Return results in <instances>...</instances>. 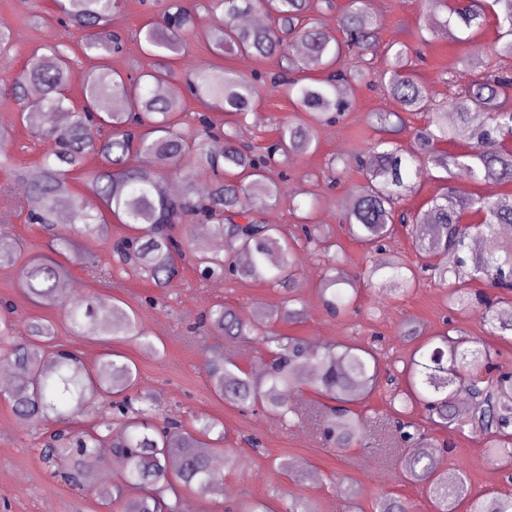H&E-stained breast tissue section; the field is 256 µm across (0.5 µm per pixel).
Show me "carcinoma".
I'll return each instance as SVG.
<instances>
[{"instance_id": "obj_1", "label": "carcinoma", "mask_w": 512, "mask_h": 512, "mask_svg": "<svg viewBox=\"0 0 512 512\" xmlns=\"http://www.w3.org/2000/svg\"><path fill=\"white\" fill-rule=\"evenodd\" d=\"M223 14L200 21L189 0H167L162 17L139 31L144 53L156 59L150 71L135 74L112 69L110 59L125 48V35L110 26L124 0H55L74 39L58 40L36 49L8 90L25 119L41 111L49 127L42 133L52 142L32 168H14L3 154L0 167L9 179L0 183V198L10 199V179L24 181L29 204L16 202L26 221L36 225L56 257H42L22 269L25 294L59 304L67 311L72 335L88 326L100 336L134 337L152 345L125 303L97 295L71 297L63 288L70 274L65 261L74 254L75 237L111 239L109 214L128 228L112 243L120 264L146 275L157 288L172 287L179 263L189 261L206 279L227 275L258 282L282 293L281 302L260 306L243 318L228 305L210 307L205 322L215 335L233 341L250 339L264 347L267 359L256 375L224 354L206 363L211 391L225 403L260 407L291 427L318 417L319 434L339 449L368 446L367 420L355 406L375 390L379 361L371 348L356 343L314 347L299 336L277 330L280 322L301 316L295 296L300 270L299 251L315 248L326 257L319 297L333 316L347 313L357 301V279L342 267V248L330 226L314 224L311 213L301 217L299 233L283 236L276 224H259L254 214L288 199L293 210L302 203L290 196L285 170L294 157L317 148L316 128L339 121L350 109L341 87L367 74V52L375 27L365 0H348L340 10L336 36L311 17L312 0H216ZM425 22L417 32L421 43L440 33L458 41L484 25L487 12L497 19L494 55L512 58V0H422ZM446 12L441 17L440 12ZM248 13L265 15L269 24L244 27L237 19ZM202 35L212 55L279 59V69L259 80L213 63L194 59L188 79L172 81L167 60L180 55L186 37ZM392 59L372 83L391 95L399 111L373 113L369 123L378 138L367 156L351 161L362 172L352 206L344 217L349 238L378 252L387 251L396 225L405 227L423 262L409 263L394 253L363 272L362 280L382 298L404 295L424 277L448 289V308L477 310L488 336L512 335V191L496 196L463 195L439 188L416 213L397 211L396 204L413 193L430 167L440 168L446 182L459 173L472 183L512 184V75L479 58L467 59L481 74L467 81L448 70L443 83L446 100H436L427 85L408 72L412 47L394 42ZM80 50L91 65L82 101L69 96L72 55ZM353 56L355 70L340 66ZM323 77L314 78L312 74ZM281 93L300 113L276 126V139L265 146L236 142L233 127L217 113L245 118L257 93L255 81ZM200 110L180 112L184 93ZM424 114L427 123L405 142V115ZM95 126V140L84 137ZM219 140L224 150L210 143ZM465 144L470 150L450 155L443 146ZM143 157L157 174L126 166L131 155ZM181 175L183 188L169 190L163 172ZM212 177L205 194L195 192V178ZM82 180L86 197L73 190ZM206 224L224 238V249H208L193 238L186 221ZM22 259L17 239L0 235V267ZM53 325L41 319L0 312L3 364L21 372V382L0 393L27 426L53 416L66 424L44 437L38 455L51 475L78 489L92 488L110 512H181L179 488L202 497L224 495V479L214 457L241 467L234 448H225L221 421L201 414L186 429L173 421L154 424L153 400L135 390L136 365L119 354H105L90 367L79 352L52 344ZM495 352L482 338L470 337L453 323L418 345L400 371L403 381L390 398L394 417L385 439L401 477L423 484L432 512H512L511 491L474 493L463 475L440 470V446L420 424L409 419L418 406L424 421L450 432H469L485 441L488 459L512 463V371L495 363ZM308 388L326 398L325 410L297 408L290 392ZM472 399L468 410L456 405L459 389ZM108 401V411L92 430L70 423L92 402ZM109 448L124 463L114 481L104 474L100 449ZM175 501L170 503L168 495Z\"/></svg>"}]
</instances>
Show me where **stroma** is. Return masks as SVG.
<instances>
[{"label": "stroma", "mask_w": 512, "mask_h": 512, "mask_svg": "<svg viewBox=\"0 0 512 512\" xmlns=\"http://www.w3.org/2000/svg\"><path fill=\"white\" fill-rule=\"evenodd\" d=\"M162 6L146 9L139 0H127L114 14L112 28L127 37L122 55L112 58L113 68L127 71L135 65L150 68L152 57L140 47L138 31ZM368 11L376 22V50L370 55L373 68H383L394 40L416 45V33L423 22L420 0H368ZM0 25L9 26L15 47L10 59L0 60V86L12 83L23 71L31 52L64 36L57 21L53 0H0ZM496 40L494 20H487L474 38L456 41L439 35L431 45L413 55L411 69L436 94L446 87L441 81L448 68L461 59L490 54ZM351 110L334 125L321 126L316 135V151L299 155L289 169L288 187L298 201L314 202L315 223L327 224L343 247V266L350 275H358L380 255L366 251L345 233L343 217L351 196L362 176L358 168L331 174V158L345 159L365 150L376 132L368 123L373 112H391L395 104L386 92L356 80L347 88ZM295 106L284 95L261 88L253 100L246 121L236 123L238 140L243 144L264 145L274 136L276 120H285ZM11 128L8 150L16 164L37 162L50 146L49 141L32 138L29 123L20 121L12 99L0 93V125ZM12 205L0 200V233L23 239L30 253L50 254L46 237L36 227L26 224L16 204L28 201V193L12 191ZM319 256L303 253L296 295L304 305L298 322L281 324L283 333L299 336L308 342L326 337L329 342L351 341L377 352L382 372L402 369L414 347L405 334L409 323L424 326L427 332L442 330L445 320L473 337L484 334L478 311L450 313L446 290L423 281L413 292L381 300L378 289L360 284L357 310L334 317L322 307L318 296ZM71 282L81 287L82 295L98 294L121 299L136 313L141 326L149 333L152 347L134 340L104 342L99 339L70 335L64 310L56 305L36 303L20 290L21 268L0 267V300H10L20 317L50 320L56 328L58 344L82 352L87 363L96 362L104 353L129 357L139 373V388L153 396L160 416L190 425L201 414L224 423L225 444L237 449L243 460L238 469L222 467L224 494L212 499L182 493L183 512H227L246 499L277 503L281 499L302 497L312 500L316 512H343L339 493L342 482L353 481L358 490L357 503L362 512H374L376 502L385 496L399 498L413 512H431L419 485L401 481L396 467L384 448H355L341 452L326 447L313 425L282 427L278 419L261 410H242L214 398L207 385L204 363L213 351L233 354L237 364L247 368L263 363L261 345L251 341L226 343L200 327L201 315L221 302L250 314L258 304L275 305L280 295L265 285L237 279L200 280L191 265H184L174 288L161 290L132 269L112 267V283L104 285L89 277L80 267H73ZM55 428L45 422L35 429L24 428L11 405L0 399V512H103L95 496L83 495L49 476L38 457L45 434ZM438 440L448 443L440 453V466L462 472L472 490L494 488L512 492L506 470L491 464L480 438L464 433H438ZM288 461V471L275 468V461Z\"/></svg>", "instance_id": "35a3bbf8"}]
</instances>
